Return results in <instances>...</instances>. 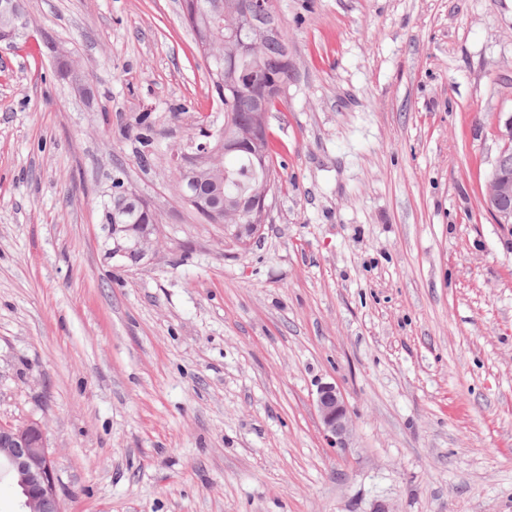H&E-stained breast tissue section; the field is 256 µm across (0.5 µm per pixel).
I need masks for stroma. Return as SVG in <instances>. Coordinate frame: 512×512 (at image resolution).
<instances>
[{
  "label": "stroma",
  "instance_id": "stroma-1",
  "mask_svg": "<svg viewBox=\"0 0 512 512\" xmlns=\"http://www.w3.org/2000/svg\"><path fill=\"white\" fill-rule=\"evenodd\" d=\"M274 6L277 189L244 249L175 192L172 147L224 120L181 0H25L0 43V423L42 425L64 512H512V227L480 205L512 0ZM116 176L160 217L137 264L101 221ZM316 408L322 425V433L331 443L346 447V438L351 428L343 393L335 385L320 387L316 399Z\"/></svg>",
  "mask_w": 512,
  "mask_h": 512
}]
</instances>
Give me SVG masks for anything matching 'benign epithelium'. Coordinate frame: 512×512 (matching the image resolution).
I'll use <instances>...</instances> for the list:
<instances>
[{"mask_svg":"<svg viewBox=\"0 0 512 512\" xmlns=\"http://www.w3.org/2000/svg\"><path fill=\"white\" fill-rule=\"evenodd\" d=\"M270 0H248L247 8L267 18L268 24L262 30V37L278 39L281 27L275 13L269 11ZM24 0H0V42L13 41L20 30L26 28ZM497 136L503 147L497 155L487 178L485 191L480 198L481 206L493 215L499 224H512V115L504 125L497 128ZM224 152L220 147L211 148L203 144L197 152L189 156L187 164L199 171L208 166L213 171L215 184H220L224 172ZM272 186L263 184L244 196L237 210L225 217L224 228L236 235L260 233L268 210L267 199ZM112 257L122 258L134 255L143 260L151 251L156 224H113ZM316 408L322 425V433L335 445L346 447V438L351 428V419L346 401L340 389L332 384L320 387ZM0 451L4 462L21 489L24 508L33 512L36 506L46 503L61 512L54 482L55 457L46 443L43 427L37 422L22 425L4 424L0 426Z\"/></svg>","mask_w":512,"mask_h":512,"instance_id":"obj_1","label":"benign epithelium"}]
</instances>
